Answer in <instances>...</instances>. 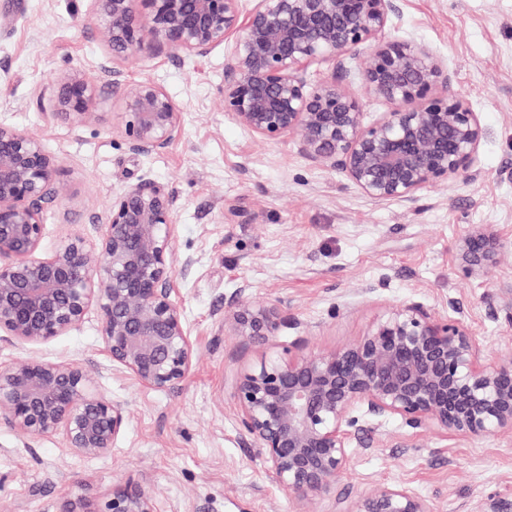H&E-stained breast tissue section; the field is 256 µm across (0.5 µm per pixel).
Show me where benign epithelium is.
Listing matches in <instances>:
<instances>
[{"mask_svg":"<svg viewBox=\"0 0 512 512\" xmlns=\"http://www.w3.org/2000/svg\"><path fill=\"white\" fill-rule=\"evenodd\" d=\"M105 49L101 72L128 117L119 133L136 155L159 153L184 129L182 109L152 80L128 82L115 60L227 51L224 112L265 142L285 137L314 166L342 174L375 201H416L418 193L481 174L484 127L452 91L448 66L426 46L392 35L397 0H90ZM332 64L309 82L313 60ZM363 94L398 105L370 124ZM51 121L93 118L98 84L77 70L53 78ZM57 160L41 141L0 123V338L37 343L77 326L95 310L112 365L157 390L179 387L195 348L173 287L177 196L149 178L112 199L100 242L61 241L37 257L45 212L60 195ZM464 270L496 264L501 245L482 224L459 239ZM299 320L257 303L242 283L224 306V330L259 345ZM237 422L277 485L304 498L330 492L348 471L352 440L367 422L398 420L419 430L479 438L512 437V358L485 354L455 318L407 303L388 311L358 341L317 355H265L234 382ZM0 420L20 435L63 436L86 457L112 450L128 420L125 404L97 389L96 374L67 360L20 357L0 366ZM60 512H157L151 494L130 486L101 506L83 494ZM336 512H434L402 485L373 484Z\"/></svg>","mask_w":512,"mask_h":512,"instance_id":"1","label":"benign epithelium"}]
</instances>
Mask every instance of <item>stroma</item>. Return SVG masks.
<instances>
[{
    "mask_svg": "<svg viewBox=\"0 0 512 512\" xmlns=\"http://www.w3.org/2000/svg\"><path fill=\"white\" fill-rule=\"evenodd\" d=\"M393 35L426 45L445 64L485 128L482 174L377 202L303 158L293 139L264 142L224 112L217 93L227 56H131L127 81L162 85L184 113L180 139L132 155L117 135L126 117L101 85L94 119L51 122L39 106L52 77L77 68L99 79L104 50L88 0H0V122L40 139L58 161L62 194L49 205L41 254L78 235L96 244L112 199L150 178L177 194L173 265L192 258L174 286L196 359L174 390L141 385L113 368L89 312L78 327L39 343L0 340V365L18 357L70 360L97 374L99 390L129 419L111 451L89 458L62 437L32 441L0 422V512H57L75 493L105 502L129 486L149 490L158 512H332L335 495L403 484L435 512H512V441L497 436L408 435L399 421L360 432L335 493L297 499L269 476L237 424L233 382L260 353L277 359L352 344L389 308L417 303L460 319L487 355L512 357V0H401ZM483 224L503 246L483 274L464 272L456 243ZM257 301L282 305L305 328L257 347L224 330V306L242 282Z\"/></svg>",
    "mask_w": 512,
    "mask_h": 512,
    "instance_id": "1",
    "label": "stroma"
}]
</instances>
